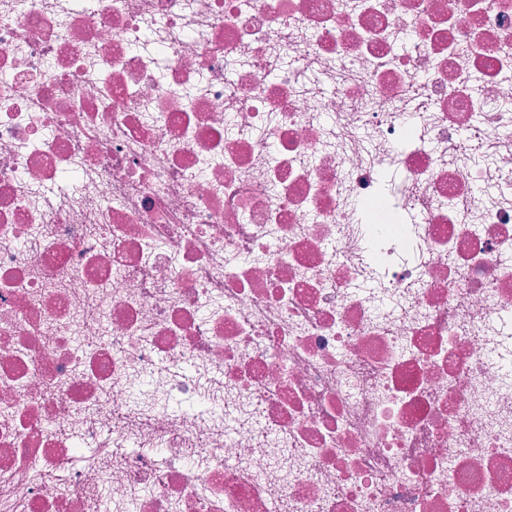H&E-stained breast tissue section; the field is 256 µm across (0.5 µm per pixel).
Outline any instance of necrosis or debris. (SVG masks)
Instances as JSON below:
<instances>
[{"label":"necrosis or debris","instance_id":"obj_1","mask_svg":"<svg viewBox=\"0 0 512 512\" xmlns=\"http://www.w3.org/2000/svg\"><path fill=\"white\" fill-rule=\"evenodd\" d=\"M503 180L512 0H0V512H512Z\"/></svg>","mask_w":512,"mask_h":512}]
</instances>
